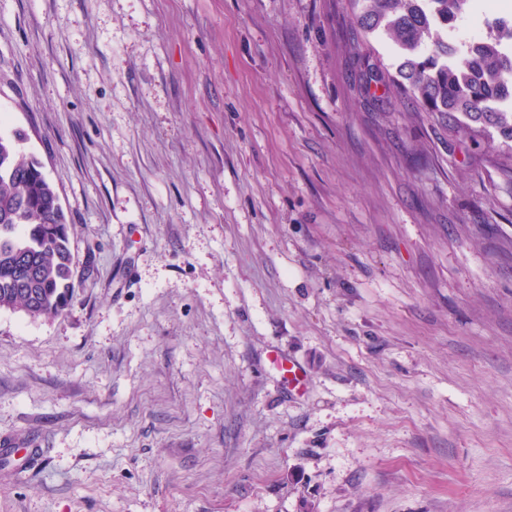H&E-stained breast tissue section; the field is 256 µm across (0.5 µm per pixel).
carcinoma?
Instances as JSON below:
<instances>
[{"label":"carcinoma","instance_id":"1","mask_svg":"<svg viewBox=\"0 0 512 512\" xmlns=\"http://www.w3.org/2000/svg\"><path fill=\"white\" fill-rule=\"evenodd\" d=\"M351 28L366 44L375 38L396 56L395 72L374 80L410 102L432 123L466 133L493 130L512 142V46L489 42L476 56L448 36H435L434 19H460L473 0H346ZM22 134H0V309L56 317L68 309L74 285L69 225L41 163L22 151ZM31 261L19 279L16 262Z\"/></svg>","mask_w":512,"mask_h":512}]
</instances>
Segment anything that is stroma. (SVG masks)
Listing matches in <instances>:
<instances>
[{"label":"stroma","instance_id":"35a3bbf8","mask_svg":"<svg viewBox=\"0 0 512 512\" xmlns=\"http://www.w3.org/2000/svg\"><path fill=\"white\" fill-rule=\"evenodd\" d=\"M368 59L344 0H0L75 286L0 309V512H512V143ZM276 360L283 372V377L288 380V384H290L296 392L304 390L307 379L301 368L284 355H276Z\"/></svg>","mask_w":512,"mask_h":512}]
</instances>
